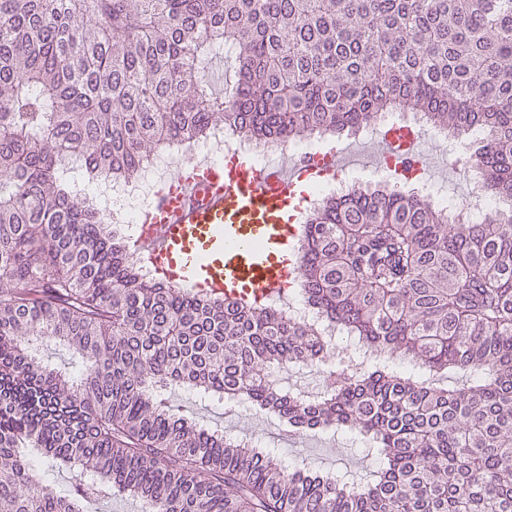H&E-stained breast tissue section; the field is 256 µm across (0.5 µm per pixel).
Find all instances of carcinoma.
Listing matches in <instances>:
<instances>
[{"label":"carcinoma","mask_w":512,"mask_h":512,"mask_svg":"<svg viewBox=\"0 0 512 512\" xmlns=\"http://www.w3.org/2000/svg\"><path fill=\"white\" fill-rule=\"evenodd\" d=\"M230 46L216 91L207 65ZM388 112L480 133L479 188L512 199V0H0V512L110 492L146 512H512V208L470 224L392 184L324 197L306 302L418 370L346 367L305 398L272 371L325 361L328 342L144 275L68 173L135 181L219 124L338 138ZM35 340L76 352V371ZM172 385L353 433L378 466L363 483L292 468L176 414ZM45 465L76 469L68 494ZM41 355L44 362L56 371L70 372L75 366V356L71 352L55 344L48 342L41 347Z\"/></svg>","instance_id":"carcinoma-1"}]
</instances>
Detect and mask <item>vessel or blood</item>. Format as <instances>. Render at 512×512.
<instances>
[{
	"label": "vessel or blood",
	"mask_w": 512,
	"mask_h": 512,
	"mask_svg": "<svg viewBox=\"0 0 512 512\" xmlns=\"http://www.w3.org/2000/svg\"><path fill=\"white\" fill-rule=\"evenodd\" d=\"M385 143L399 160L397 173L422 172L414 131ZM335 169L331 153L291 170L246 163L185 168L142 214L148 230L138 250L162 285L204 298L247 302L286 290L300 273L292 257L304 230L296 221L306 200L302 184Z\"/></svg>",
	"instance_id": "obj_1"
}]
</instances>
